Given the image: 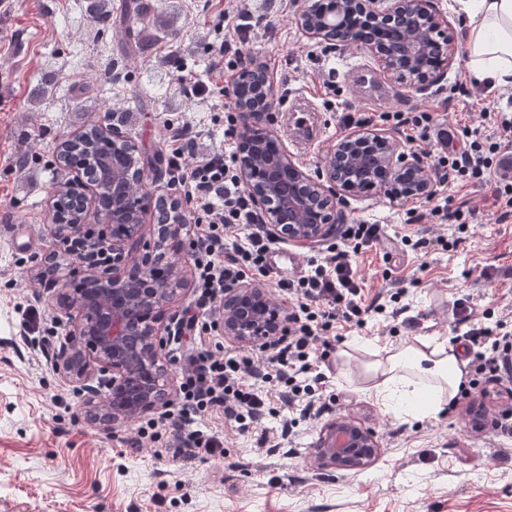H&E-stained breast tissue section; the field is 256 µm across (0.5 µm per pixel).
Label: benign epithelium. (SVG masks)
Listing matches in <instances>:
<instances>
[{"instance_id": "obj_1", "label": "benign epithelium", "mask_w": 512, "mask_h": 512, "mask_svg": "<svg viewBox=\"0 0 512 512\" xmlns=\"http://www.w3.org/2000/svg\"><path fill=\"white\" fill-rule=\"evenodd\" d=\"M297 26L330 48L367 50L390 80L417 90L438 85L454 64L460 33L433 0H310ZM241 122L237 163L241 183L270 226L273 237L317 244L336 235L345 220L341 204L370 190L413 201L432 192L431 169L407 155L386 133L362 132L340 140L313 177L288 154L274 130L261 125L271 110L274 83L267 68L253 64L227 89ZM94 208L101 228L53 224L58 252L84 268L82 287L56 298L75 310L72 330L53 348L55 370L83 397L87 418L106 429L167 405L158 371L169 338L158 324L186 279L169 261L171 243L183 226V202L162 198L173 213L166 224L145 223L148 208L109 218L97 188L83 173L55 185ZM218 325L243 348L268 345L288 333L284 309L261 283L224 286ZM380 452L376 433L340 417L323 431L318 460L338 470H364Z\"/></svg>"}]
</instances>
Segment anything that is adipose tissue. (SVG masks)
I'll return each mask as SVG.
<instances>
[{"label":"adipose tissue","instance_id":"1","mask_svg":"<svg viewBox=\"0 0 512 512\" xmlns=\"http://www.w3.org/2000/svg\"><path fill=\"white\" fill-rule=\"evenodd\" d=\"M467 17L469 68L481 81L512 85V0H460ZM365 371L381 400L397 394L405 413L430 415L442 410L464 379L461 361L446 342L419 339L402 346H375Z\"/></svg>","mask_w":512,"mask_h":512}]
</instances>
